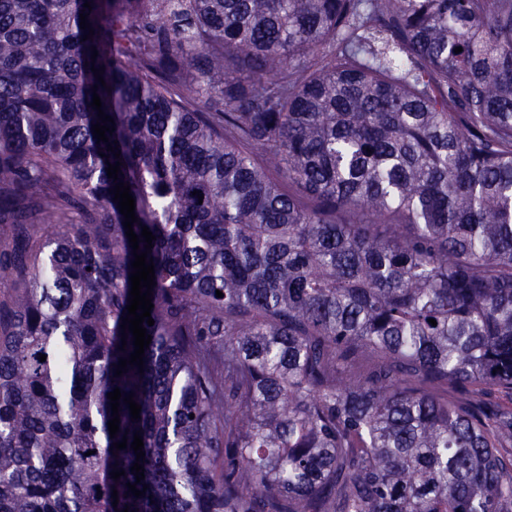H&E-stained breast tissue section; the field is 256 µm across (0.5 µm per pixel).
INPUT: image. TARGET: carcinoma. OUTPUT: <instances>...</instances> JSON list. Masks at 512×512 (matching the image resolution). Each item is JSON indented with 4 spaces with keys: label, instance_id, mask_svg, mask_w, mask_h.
<instances>
[{
    "label": "carcinoma",
    "instance_id": "obj_1",
    "mask_svg": "<svg viewBox=\"0 0 512 512\" xmlns=\"http://www.w3.org/2000/svg\"><path fill=\"white\" fill-rule=\"evenodd\" d=\"M126 508L512 512V0H0V512Z\"/></svg>",
    "mask_w": 512,
    "mask_h": 512
}]
</instances>
